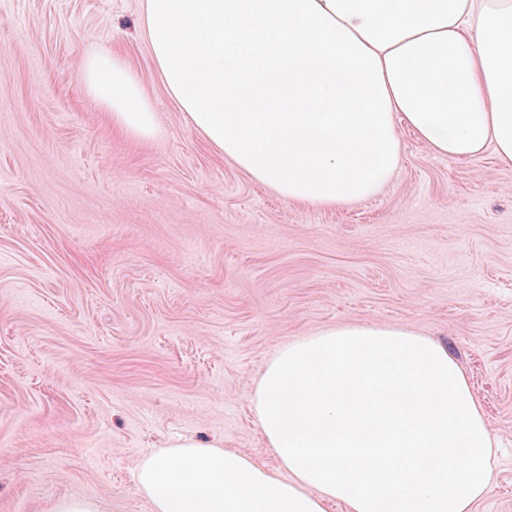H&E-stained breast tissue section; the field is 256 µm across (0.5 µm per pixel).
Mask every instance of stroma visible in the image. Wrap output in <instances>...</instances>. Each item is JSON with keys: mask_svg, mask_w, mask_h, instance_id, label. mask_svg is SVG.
<instances>
[{"mask_svg": "<svg viewBox=\"0 0 512 512\" xmlns=\"http://www.w3.org/2000/svg\"><path fill=\"white\" fill-rule=\"evenodd\" d=\"M141 17L0 0V512H152L137 465L184 438L278 470L259 375L296 338L372 322L447 346L499 440L474 512H512V169L406 130L374 197L288 203L188 128ZM100 51L136 70L153 139L118 140L88 98ZM50 512H101L99 504L91 499L64 497L58 499Z\"/></svg>", "mask_w": 512, "mask_h": 512, "instance_id": "1", "label": "stroma"}]
</instances>
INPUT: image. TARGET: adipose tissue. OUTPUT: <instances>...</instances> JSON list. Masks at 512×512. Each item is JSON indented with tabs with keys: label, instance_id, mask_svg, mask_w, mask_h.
Here are the masks:
<instances>
[{
	"label": "adipose tissue",
	"instance_id": "ef3b65f1",
	"mask_svg": "<svg viewBox=\"0 0 512 512\" xmlns=\"http://www.w3.org/2000/svg\"><path fill=\"white\" fill-rule=\"evenodd\" d=\"M153 62L186 125L292 203L376 195L402 130L512 169V0H143ZM84 85L120 136L158 127L139 76L95 53ZM279 479L215 440L145 455L153 512H473L496 437L447 347L343 324L284 345L250 400Z\"/></svg>",
	"mask_w": 512,
	"mask_h": 512
}]
</instances>
